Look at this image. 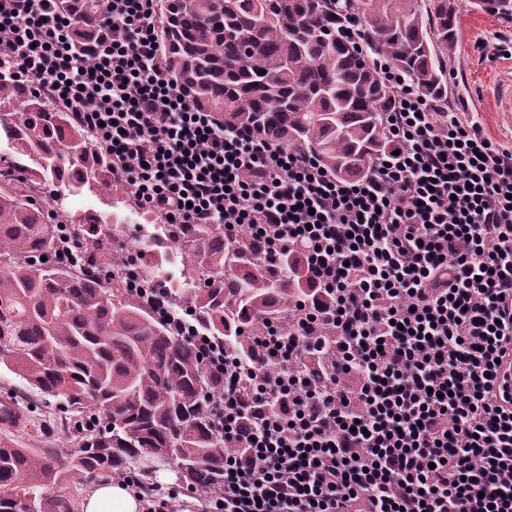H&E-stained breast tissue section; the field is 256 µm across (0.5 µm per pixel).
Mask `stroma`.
I'll list each match as a JSON object with an SVG mask.
<instances>
[{
  "mask_svg": "<svg viewBox=\"0 0 512 512\" xmlns=\"http://www.w3.org/2000/svg\"><path fill=\"white\" fill-rule=\"evenodd\" d=\"M512 22L480 10L462 8L460 40L449 56L446 69L456 70L457 81L448 84L449 101H463L464 108L483 132L512 147ZM63 208L80 214L91 210L118 226L127 248L138 250L145 243L140 227L158 220L157 213L130 204L122 197L112 199L89 191L75 192L58 186ZM0 389L14 392L29 411V426L17 432L0 431V443L16 448H73L80 434L64 413L58 398L36 392L0 366Z\"/></svg>",
  "mask_w": 512,
  "mask_h": 512,
  "instance_id": "1",
  "label": "stroma"
}]
</instances>
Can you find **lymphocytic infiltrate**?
<instances>
[{"label":"lymphocytic infiltrate","instance_id":"lymphocytic-infiltrate-1","mask_svg":"<svg viewBox=\"0 0 512 512\" xmlns=\"http://www.w3.org/2000/svg\"><path fill=\"white\" fill-rule=\"evenodd\" d=\"M157 0H102L110 45L82 50L61 0H0V59L76 114L140 208L300 251L320 302L245 362L138 288L224 380V488L190 512H512V148L386 57V149L359 180L227 130L167 71ZM335 361L311 360L322 329ZM249 379V399L238 394Z\"/></svg>","mask_w":512,"mask_h":512}]
</instances>
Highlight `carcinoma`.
<instances>
[{"label":"carcinoma","mask_w":512,"mask_h":512,"mask_svg":"<svg viewBox=\"0 0 512 512\" xmlns=\"http://www.w3.org/2000/svg\"><path fill=\"white\" fill-rule=\"evenodd\" d=\"M472 7L512 21V0H471ZM82 22L73 37L100 35L101 0H68ZM361 17L364 48L336 41L349 14ZM158 37L181 93L230 129L310 152L332 176L354 180L384 151L383 113L391 92L369 63L381 53L427 98L448 93L443 58L459 41V0H161ZM12 129L14 174L0 173V364L42 393L61 395L76 417L106 425L81 447L61 454L0 446V512H75L63 496L36 494L70 468L90 479L170 466L193 487L218 492L231 449L213 429L208 398L224 382L197 350L153 315L142 297L76 277L65 262L34 263L55 250L62 224L80 230L82 259L112 266L103 218L67 214L51 224L28 194L30 184L60 183L112 196L125 193L110 160L95 151L69 113L48 106L25 84L0 78V128ZM258 242L224 240L216 224H164L138 267L156 274L178 258L183 281L170 306L188 305L205 334L224 339L242 359L258 357L253 337L269 323L291 329L298 299L315 288L303 257L271 266Z\"/></svg>","instance_id":"cac0c4a2"}]
</instances>
